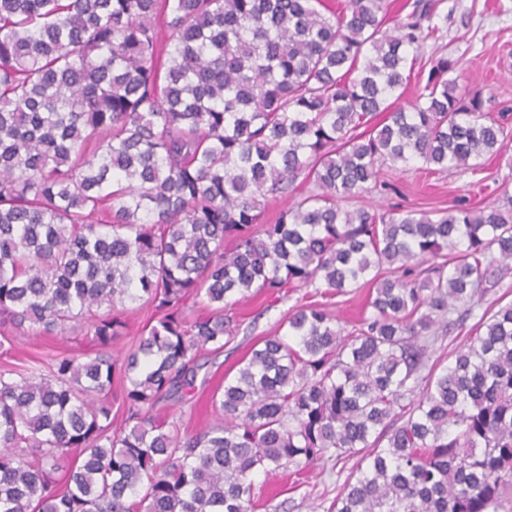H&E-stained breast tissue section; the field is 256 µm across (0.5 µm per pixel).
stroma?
Here are the masks:
<instances>
[{
    "label": "stroma",
    "instance_id": "obj_1",
    "mask_svg": "<svg viewBox=\"0 0 512 512\" xmlns=\"http://www.w3.org/2000/svg\"><path fill=\"white\" fill-rule=\"evenodd\" d=\"M439 14L448 18L438 42L442 52L458 59L463 83L481 92L491 115L503 117L512 128V0H441ZM387 189L365 194V206L402 209H445L452 205L474 206L493 200L483 183H495L512 192V145L505 153L481 157L476 171L451 169L430 173L416 166L389 170ZM314 288H285L279 295L252 294L231 309L239 330L223 350L204 355L201 371L205 384L197 385L191 399L160 402L156 413L182 430L195 431L210 422L208 401L213 391L223 388L224 379L234 376L241 362L264 337L281 333L293 306L315 301ZM100 345L84 328L50 334L18 335L4 362L23 363L30 357L95 354ZM359 465L350 458L341 466L325 463L297 477L279 470L258 473L254 478L259 505L256 512H312L313 500L306 498L307 486L318 484L335 489L338 473H350Z\"/></svg>",
    "mask_w": 512,
    "mask_h": 512
}]
</instances>
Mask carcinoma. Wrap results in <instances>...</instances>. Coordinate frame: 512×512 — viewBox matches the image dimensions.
<instances>
[{
  "label": "carcinoma",
  "mask_w": 512,
  "mask_h": 512,
  "mask_svg": "<svg viewBox=\"0 0 512 512\" xmlns=\"http://www.w3.org/2000/svg\"><path fill=\"white\" fill-rule=\"evenodd\" d=\"M321 6L0 0V337L77 321L117 347L0 367V512H253L256 472L352 456L327 512H512V302H486L512 273V195L348 207L389 163L472 169L508 132L426 51L434 0L391 30L386 0ZM356 283L372 313L352 331L295 307L207 427L157 419L236 334L230 297Z\"/></svg>",
  "instance_id": "cac0c4a2"
}]
</instances>
